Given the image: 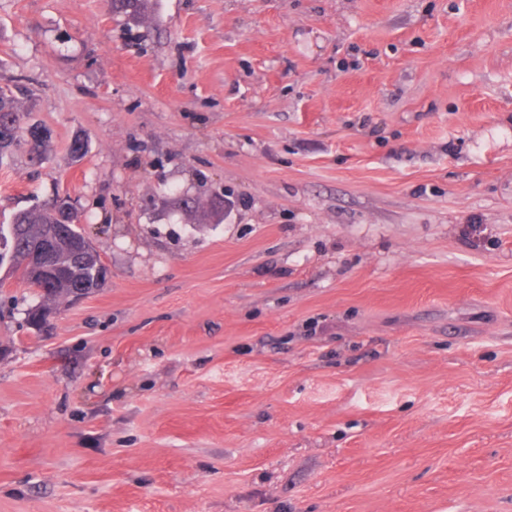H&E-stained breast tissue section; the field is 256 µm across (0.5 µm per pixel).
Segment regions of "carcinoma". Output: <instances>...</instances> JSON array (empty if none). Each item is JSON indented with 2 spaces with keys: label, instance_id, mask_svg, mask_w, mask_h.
<instances>
[{
  "label": "carcinoma",
  "instance_id": "carcinoma-1",
  "mask_svg": "<svg viewBox=\"0 0 512 512\" xmlns=\"http://www.w3.org/2000/svg\"><path fill=\"white\" fill-rule=\"evenodd\" d=\"M148 0H106L112 15L123 19L124 24H140L148 9ZM23 94V86L0 87V159L13 148L21 145L29 146L31 153L40 160H45L49 135L42 126L31 122L30 113L23 112L19 107V95ZM61 195H56L50 202L41 206L26 209L14 217L12 237L0 241V257L14 255L16 261L11 265V274L27 283L37 291L39 301L26 312V322L35 328L47 324L56 315L70 294L79 289L91 286L96 273L103 263L92 247L76 251L70 239L84 234L82 227H71L65 235L58 237L56 261L60 263L61 274L54 281L46 283L33 278L29 266L17 260L29 247L41 242L50 235L56 224H66L73 217L64 212L58 205Z\"/></svg>",
  "mask_w": 512,
  "mask_h": 512
}]
</instances>
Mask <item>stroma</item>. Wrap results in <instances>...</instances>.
I'll return each instance as SVG.
<instances>
[{
    "label": "stroma",
    "mask_w": 512,
    "mask_h": 512,
    "mask_svg": "<svg viewBox=\"0 0 512 512\" xmlns=\"http://www.w3.org/2000/svg\"><path fill=\"white\" fill-rule=\"evenodd\" d=\"M150 4L0 0L109 269L0 267V512H512V0ZM148 0H106L112 15L122 18L125 25L140 24L148 9Z\"/></svg>",
    "instance_id": "35a3bbf8"
}]
</instances>
